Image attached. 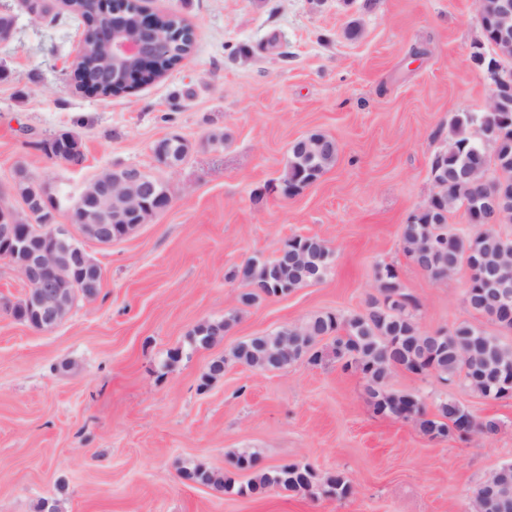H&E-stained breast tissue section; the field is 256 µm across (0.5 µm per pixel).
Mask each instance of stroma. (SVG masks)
I'll return each instance as SVG.
<instances>
[{"label":"stroma","instance_id":"obj_1","mask_svg":"<svg viewBox=\"0 0 512 512\" xmlns=\"http://www.w3.org/2000/svg\"><path fill=\"white\" fill-rule=\"evenodd\" d=\"M191 24L195 47L164 78L111 98L77 88L72 61L82 24L66 13L15 18L0 45V201L22 210L12 186L24 169L50 192L78 194L102 170L135 166L160 178L170 204L127 238L86 242L104 278L50 330L14 319L24 279L0 259V512H469L479 485L512 462V399L489 401L460 382L395 371L389 387L427 407L452 398L496 432L470 443L433 440L414 424L375 414L361 375L334 358L257 372L210 362L241 340L322 311L363 310L378 268H395L424 331L461 322L512 341V332L463 300L469 271L437 281L407 257L401 229L433 190L432 155L453 118L484 111L492 82L467 54L482 31L476 0H149ZM357 37H347L349 23ZM69 131L82 164L48 159L38 141ZM333 137L336 163L288 197L276 185L291 143ZM192 145L177 166L155 143ZM224 136L211 144V134ZM334 250L325 279L251 306L229 272L270 258L290 238ZM236 321L222 344L188 347L203 321ZM185 353L165 367L169 350ZM265 466L342 472L351 497L273 492L218 495L179 469H228L233 453Z\"/></svg>","mask_w":512,"mask_h":512}]
</instances>
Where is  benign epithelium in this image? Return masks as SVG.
Instances as JSON below:
<instances>
[{
    "instance_id": "obj_1",
    "label": "benign epithelium",
    "mask_w": 512,
    "mask_h": 512,
    "mask_svg": "<svg viewBox=\"0 0 512 512\" xmlns=\"http://www.w3.org/2000/svg\"><path fill=\"white\" fill-rule=\"evenodd\" d=\"M143 24L126 36L111 31L99 35L98 43L106 56L94 60L83 58V46H78L73 61V77L80 82V68L100 74L112 71L121 61L133 63L142 71L155 67L157 58L165 48V35L156 24V15L148 7L141 11ZM493 80V97L500 99L512 91V79L497 70H485ZM143 170L125 168L119 177L109 170L98 175L94 182L99 189L95 211L100 224H78L81 238L69 235L64 224H30L10 207H0V258L17 270L28 284L27 297L33 299L37 323L42 329H50L63 321L71 312L73 295L89 301L96 290H76L70 287L73 273L71 266L61 255V247L67 246L78 252L86 264L96 268L98 263L87 252L83 241L91 240L100 245H110L133 233L139 226L162 212V208L150 204L143 182Z\"/></svg>"
}]
</instances>
